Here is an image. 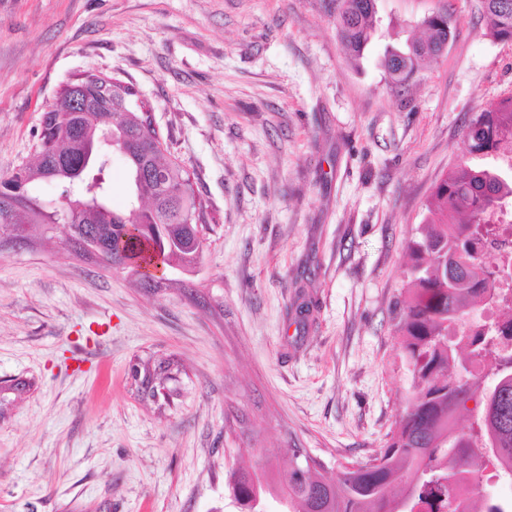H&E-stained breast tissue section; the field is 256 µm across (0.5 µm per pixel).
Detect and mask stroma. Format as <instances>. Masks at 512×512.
I'll return each instance as SVG.
<instances>
[{
    "instance_id": "obj_1",
    "label": "stroma",
    "mask_w": 512,
    "mask_h": 512,
    "mask_svg": "<svg viewBox=\"0 0 512 512\" xmlns=\"http://www.w3.org/2000/svg\"><path fill=\"white\" fill-rule=\"evenodd\" d=\"M447 9L405 91L380 65ZM361 58L327 0H0V174L31 162L67 83L131 84L193 181L190 287L145 291L61 239L0 252V512H237L230 469L306 449L326 474L383 448L406 402L393 303L405 245L512 94L481 0H376ZM173 361L144 402L130 369Z\"/></svg>"
}]
</instances>
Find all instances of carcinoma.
<instances>
[{
	"label": "carcinoma",
	"mask_w": 512,
	"mask_h": 512,
	"mask_svg": "<svg viewBox=\"0 0 512 512\" xmlns=\"http://www.w3.org/2000/svg\"><path fill=\"white\" fill-rule=\"evenodd\" d=\"M331 2L337 36L349 54L361 56L378 23L375 0ZM483 19L491 38L512 41V0H483ZM421 25L425 37L416 55L435 56L450 39L448 14L434 12ZM382 67L393 84L404 87L419 61L392 48ZM115 86L111 153L125 161L127 209L116 212L109 205L112 185L102 157L84 172L86 192L63 211L47 210L30 195L14 207L0 193V219H11L0 223V243L17 233L34 244L52 238L60 225L73 256L125 271L151 291L171 272L191 273L188 225L202 223V204L190 174L160 147V136L145 119L150 107L131 105L136 92L120 82ZM87 98V113L73 118L78 137L104 116L97 98ZM36 153L38 160L1 174L0 184H10L17 170L29 185L67 182L72 166L81 162L72 140L55 136L46 121ZM464 156L503 157L507 170L463 161L437 182L425 205L423 231L406 244L408 287L395 305V332L409 372V397L379 452L381 462L373 457L352 463L331 479L315 459L302 478L293 464L284 471L267 463L238 467L228 477L237 501H264L273 483L288 495V512H412L431 497L445 512H483L477 499H458L457 483L475 489L480 458L512 471V352L504 346L512 338V318L472 319L476 304L512 311V290L500 287L512 246L498 238L495 227V216L512 201V96L469 119ZM450 214L463 221L448 223ZM144 265L162 270V276L140 271ZM170 366L144 365L141 383L168 379ZM464 411L470 424L460 429L457 418ZM490 438L496 452L484 459L481 444Z\"/></svg>",
	"instance_id": "carcinoma-1"
}]
</instances>
